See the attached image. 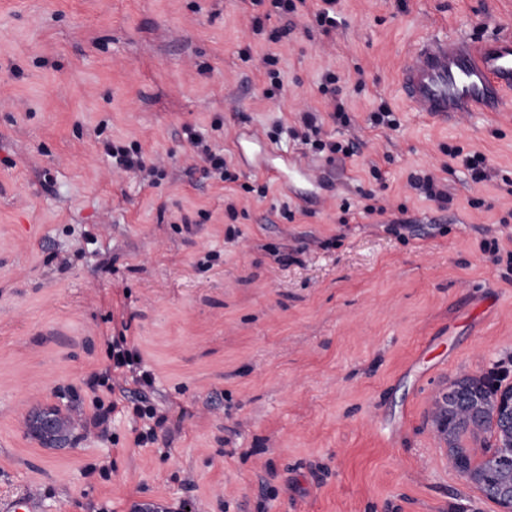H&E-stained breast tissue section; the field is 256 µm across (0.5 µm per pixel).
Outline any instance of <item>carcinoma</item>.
Masks as SVG:
<instances>
[{
    "instance_id": "1",
    "label": "carcinoma",
    "mask_w": 512,
    "mask_h": 512,
    "mask_svg": "<svg viewBox=\"0 0 512 512\" xmlns=\"http://www.w3.org/2000/svg\"><path fill=\"white\" fill-rule=\"evenodd\" d=\"M460 384L474 397V406H437L434 410L437 431L448 445V455L461 456L465 470L477 478L490 475L512 483V456L501 460L512 444V435L499 428L496 421L498 398L512 396V385L503 386L485 375H471L454 380L451 389ZM469 440L480 443L481 449L466 445Z\"/></svg>"
}]
</instances>
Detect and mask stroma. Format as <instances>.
Here are the masks:
<instances>
[{
	"instance_id": "obj_1",
	"label": "stroma",
	"mask_w": 512,
	"mask_h": 512,
	"mask_svg": "<svg viewBox=\"0 0 512 512\" xmlns=\"http://www.w3.org/2000/svg\"><path fill=\"white\" fill-rule=\"evenodd\" d=\"M262 9L257 33L251 0H0V497L33 493L41 512H500L431 412L456 378L512 383V111L427 118L397 75L419 39L512 36V0H339L330 36ZM275 28L288 36L270 42ZM269 53L281 104L262 94ZM329 70L351 122L324 131L357 151L314 158L310 202L235 138L279 124L274 154L310 156L289 129L322 110ZM384 103L397 128L370 127ZM187 126L237 182L204 173ZM108 141L139 144L164 178L116 168ZM474 152L490 180L472 181ZM413 173L447 185L448 205ZM122 331L152 386L110 372ZM95 372L118 402L100 427ZM51 408L74 421L55 448L26 428ZM410 185L420 191L425 197L438 202L441 205L448 204V192L445 191L440 182L431 175H411Z\"/></svg>"
}]
</instances>
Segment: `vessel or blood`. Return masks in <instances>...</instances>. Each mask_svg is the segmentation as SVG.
<instances>
[{"label": "vessel or blood", "instance_id": "vessel-or-blood-1", "mask_svg": "<svg viewBox=\"0 0 512 512\" xmlns=\"http://www.w3.org/2000/svg\"><path fill=\"white\" fill-rule=\"evenodd\" d=\"M404 99L428 116L451 112H502L512 106V38L498 37L475 45L427 38L415 47L399 74ZM279 187L293 191L296 179L312 180L300 157L270 170Z\"/></svg>", "mask_w": 512, "mask_h": 512}]
</instances>
